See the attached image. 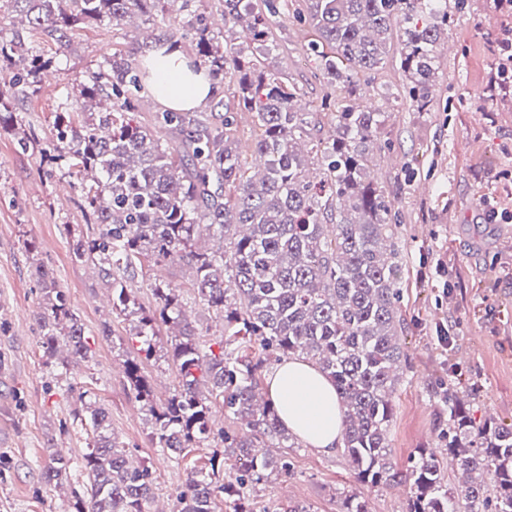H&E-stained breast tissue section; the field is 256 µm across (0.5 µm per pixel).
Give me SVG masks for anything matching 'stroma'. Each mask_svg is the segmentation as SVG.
Masks as SVG:
<instances>
[{"label": "stroma", "instance_id": "1", "mask_svg": "<svg viewBox=\"0 0 512 512\" xmlns=\"http://www.w3.org/2000/svg\"><path fill=\"white\" fill-rule=\"evenodd\" d=\"M265 15L269 48L264 66L296 87L307 110L343 97L308 48L316 34L305 24V0H273ZM453 21L444 30L435 62L433 93L426 108L409 98V77L400 66L404 33L395 31L383 65L359 77L354 103L382 112L375 162L377 187L391 202L400 250L402 321L400 381L393 393L389 428L396 469L411 466L420 449L445 457L448 384L461 374L472 386L468 407L476 421L512 425V91H489L498 38L506 22L491 0H448ZM203 18L207 33L227 47L239 46L236 29L224 26V0H194L193 13L135 16L121 26L86 30L64 47L46 43L52 60L36 92L16 109L21 129L37 139L19 148L0 128V512H74L82 461L94 443L90 424L77 420L87 402L105 408L112 433L153 472L148 512H176L186 474L219 459V477L235 466L220 440L209 438L173 458L157 448L153 424L125 372L141 340L136 320L112 312V290L92 264L76 261L72 246L95 235L83 210L81 179L67 167L44 171L53 148V126L65 115L83 124L72 104L112 54L144 63L158 38L173 29L193 30ZM210 123L231 122L243 158H251L258 132L253 112L217 92L203 104ZM49 269L85 328L88 354L60 361L43 355L34 313L44 304L36 264ZM191 269L179 262L145 259L125 277L140 306H155L153 288H176L203 351L222 340L219 316L191 286ZM141 371L156 403L165 402L179 377L159 332ZM69 459L60 483L42 470L53 454ZM291 473L256 485L241 500L243 512H274L300 503L314 512H341L346 494H360L369 512H406L407 489L355 481L343 451L325 455L307 445L289 449Z\"/></svg>", "mask_w": 512, "mask_h": 512}]
</instances>
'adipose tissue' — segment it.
<instances>
[{"label": "adipose tissue", "mask_w": 512, "mask_h": 512, "mask_svg": "<svg viewBox=\"0 0 512 512\" xmlns=\"http://www.w3.org/2000/svg\"><path fill=\"white\" fill-rule=\"evenodd\" d=\"M191 58L164 47L149 60L148 89L164 109L192 110L210 97L213 81ZM269 393L287 429L310 447L329 453L341 444L342 416L332 382L304 360L287 359L268 377Z\"/></svg>", "instance_id": "obj_1"}]
</instances>
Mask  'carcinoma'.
I'll return each mask as SVG.
<instances>
[{
    "instance_id": "cac0c4a2",
    "label": "carcinoma",
    "mask_w": 512,
    "mask_h": 512,
    "mask_svg": "<svg viewBox=\"0 0 512 512\" xmlns=\"http://www.w3.org/2000/svg\"><path fill=\"white\" fill-rule=\"evenodd\" d=\"M191 0H0V15L17 13L26 25L0 39V72L10 75L0 89V127L15 126L11 103L29 98L47 70L36 40L68 44L78 30L102 22L120 25L139 14ZM224 22L241 26V38L262 50L268 28L252 0H224ZM432 23L410 27L415 17ZM303 20L321 39L324 73L354 95L361 72L376 70L399 27L406 35L401 56L411 91L426 104L433 86L436 45L448 26L445 0H307ZM198 55L212 80L232 76L237 105L257 118L254 143L262 175H247L229 120L224 128L202 123L192 112H162L156 123L175 132L164 146L149 126H133L124 114L141 98V79L128 60L113 56L95 83L80 91L74 110L97 107L80 126H55V151L88 178L83 187L89 222L98 235L75 241L76 259L98 267L112 288L119 316L138 314L140 351L153 352L159 325L171 330L169 353L179 388L155 406L139 365L127 363L138 399L150 405L158 447L181 455L210 433L209 398L247 432L227 429L224 448L238 460L219 483L190 471L177 495L178 512H220L218 503L243 497L273 473L286 477L288 456L274 448H294L275 405L260 388L262 369L272 358L297 356L311 363L336 387L342 403L343 446L359 481L373 486H408L407 512H512V426L476 422L461 399H448V462L420 451L408 469L391 462L388 431L392 393L401 360L399 252L390 207L371 179L373 148L384 122L381 112L347 105L335 112H300L296 89L278 73L257 68L195 30ZM329 122L330 134L312 146L323 172L314 180L301 148L306 128ZM224 240L220 252L195 248L200 229ZM178 260L193 271V288L224 322L219 354L200 349L186 322L179 294L155 288L158 314L130 309L122 273L135 261ZM37 282L46 306L36 313L43 353L65 345L74 359L87 357L82 323L69 299L42 266ZM259 346L262 356L249 350ZM211 385L199 390L200 378ZM94 446L84 456L86 486L76 494L75 512H147L153 476L149 466L133 467L126 450L108 431L105 409L94 407ZM266 451L258 454L255 444ZM69 468L58 455L44 467L45 482ZM459 474L446 479L445 469Z\"/></svg>"
}]
</instances>
